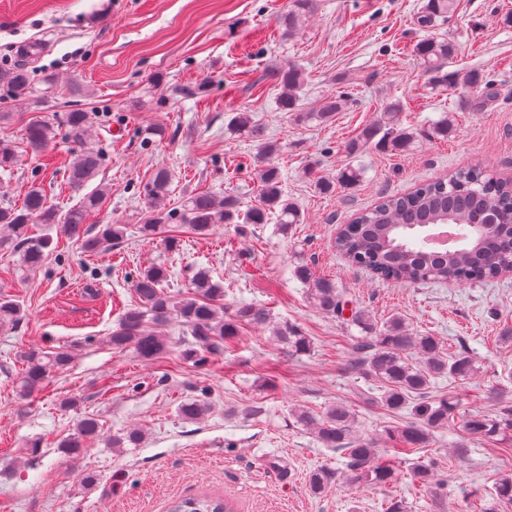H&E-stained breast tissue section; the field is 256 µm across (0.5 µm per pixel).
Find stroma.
Segmentation results:
<instances>
[{
  "instance_id": "1",
  "label": "stroma",
  "mask_w": 512,
  "mask_h": 512,
  "mask_svg": "<svg viewBox=\"0 0 512 512\" xmlns=\"http://www.w3.org/2000/svg\"><path fill=\"white\" fill-rule=\"evenodd\" d=\"M423 2L315 0V11L287 38L278 23L286 0H0V65L22 64L34 79L55 80L46 94L0 92V138L12 141L16 155L12 170L0 171V207L21 204L34 182L56 210L78 203L80 192L66 182L71 144L59 139L34 154L23 139L33 111L62 118L77 83L90 91L80 104L96 110L108 151L97 181L111 189L86 222L127 227L124 241L95 254L59 237L55 254L36 270L22 267L18 253L0 251V294L15 296L26 311L16 329L0 331V512H169L177 500L205 493L234 512H384L394 497L407 512L494 506L497 479L512 474V441L477 439L459 457L452 419L427 448L387 443L385 458L399 472L392 486L357 489L341 480L315 497L306 487L309 472L327 464L342 473L348 460L321 447L292 416L344 400L359 431L380 433L391 422L367 402L368 380L348 367L357 328L311 305L295 276L301 263L334 279L377 320L402 317L414 335L437 337L444 352L469 351L476 377L439 379L436 393L495 412L507 403L500 389L512 390L503 376L512 370V340L504 336L512 329V276L466 288L398 286L369 279L333 248L337 225L380 196L471 164L512 175V0H457L439 32L455 46L453 69L494 78L492 100L426 86L415 53L429 36L415 19ZM291 62L304 71L307 107L345 95L332 121L299 124L276 110L279 89L268 74ZM180 87L193 96H176ZM392 100L413 142L402 152L373 146L351 158L346 144ZM240 111L276 144L272 161L301 223L286 236L273 221L219 224L204 237L171 224L140 236L143 187L160 167L172 174L167 208L190 191L234 195L246 208L258 203L256 144L229 128ZM445 115L453 120L448 139L431 137ZM156 126L165 128L164 138L143 146V131ZM349 164L365 170L358 184L337 183L329 194L316 189L317 179L335 180ZM153 263L166 267L173 293L189 291L195 272L208 270L224 288L226 310L259 306L269 324L240 328L201 365L184 359L174 323L162 326L171 347L154 362L112 349L107 339L135 301L131 278ZM286 324L309 336L310 352H290L276 340L273 326ZM32 347L70 351L73 361L25 398L16 379L20 355ZM203 395L210 413L182 422L178 406ZM87 414L102 424L99 439L77 459L58 452L59 439ZM133 427L143 432L140 447L108 448L113 434ZM33 439L40 442L35 454ZM422 458L436 463L446 494L413 484L411 470ZM88 471L99 477L95 486L81 484Z\"/></svg>"
}]
</instances>
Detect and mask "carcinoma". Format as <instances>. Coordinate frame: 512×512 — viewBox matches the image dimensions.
Returning a JSON list of instances; mask_svg holds the SVG:
<instances>
[{
  "mask_svg": "<svg viewBox=\"0 0 512 512\" xmlns=\"http://www.w3.org/2000/svg\"><path fill=\"white\" fill-rule=\"evenodd\" d=\"M313 9L314 0H288V9L280 18L284 36L294 34ZM456 9L457 0H427L416 22L427 31L440 29L448 24ZM416 52L428 84L479 94L486 99L497 95L492 81L482 72L448 70L455 52L451 41L428 39L418 45ZM270 78L280 89L277 110L288 113L296 122H321L341 105L342 99L334 96L325 98L316 110L306 109L303 72L296 64L274 69ZM32 83V72L22 65L0 68V86L7 87L15 96L29 92ZM401 112L400 103H387L379 119L347 143V154L356 157L373 144L398 149L410 142L413 132L402 126ZM62 126L61 133L54 123L35 116L27 121L24 136L36 153L46 150L59 134L67 139L73 145L68 179L74 188L80 189L97 177L104 153L93 140V117L88 110L70 109ZM232 129L259 142L260 205L243 212L234 196L219 198L208 192H189L183 196L180 208L166 210L158 201L168 194L171 177L162 167L145 187L148 206L139 227L142 236H155L167 224H186L195 234L206 236L218 224H262L273 211L284 234L300 223V210L283 193L279 168L268 162L276 147L263 141V132L252 124L246 112L234 117ZM107 195L108 190L97 187L82 197L78 207L62 215L48 204L43 189L33 184L21 205L0 207V248L20 252L22 264L28 270L42 267L52 253L51 240L29 235V226L35 223L58 225L62 234L87 253L118 243L124 238L125 225L101 224L93 228L84 223L85 215L100 209ZM334 248L377 281L463 286L505 277L512 273V179L471 166L423 183L409 193L385 196L372 208L358 213L350 223L337 227ZM296 276L307 285L308 299L316 309L331 317L343 315L348 300L336 282L315 277L306 265L297 267ZM166 278L167 272L160 266H150L132 277L137 301L112 331V348L131 349L136 357L152 361L168 348V338L153 331V325L174 320L182 327L184 358L200 363L206 355L219 353L224 339L235 336L240 326L265 325L270 321L265 309L252 305H243L224 318V288L212 282L205 271L195 274L192 291L184 296L170 294ZM24 316L25 310L18 301L0 295V330L14 329ZM348 322L361 333L355 363L378 390V395L369 400L398 418L396 425L385 429V435L412 448L425 447L435 431L448 427V419L458 406L452 395L432 394V379L448 375L470 380L477 373L476 361L465 351L446 354L434 336L412 335L399 317L380 322L354 308ZM275 334L296 353L311 348L310 339L296 329L278 328ZM21 360L25 368L17 379V388L21 395L30 396L51 373L65 369L72 355L67 351L30 349L21 354ZM208 410L207 401L196 398L183 402L178 415L181 420L194 423ZM293 417L312 430L323 447L344 452L349 460V484L375 488L395 481V468L381 458L378 439L356 433L355 414L348 404L338 402L320 416L299 409ZM511 429L512 407L508 405L497 414L467 412L463 414L461 434L456 441L457 451L463 455L470 440L494 442ZM100 432L99 420L84 416L76 431L63 439L58 448L77 457ZM142 439V431L131 428L112 436L109 446L118 450L135 448ZM412 475L419 487L431 488L433 462L419 463ZM336 479V469L322 465L310 472L307 487L318 496L331 489ZM495 495L497 501L512 504V475L498 479ZM187 502L194 503V512H214V508L221 506V500L209 495L182 500Z\"/></svg>",
  "mask_w": 512,
  "mask_h": 512,
  "instance_id": "1",
  "label": "carcinoma"
}]
</instances>
